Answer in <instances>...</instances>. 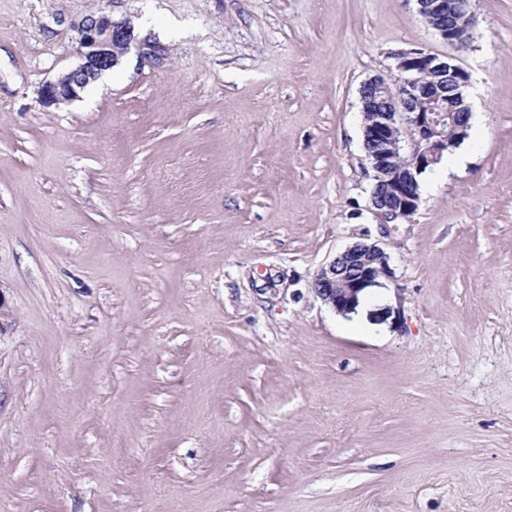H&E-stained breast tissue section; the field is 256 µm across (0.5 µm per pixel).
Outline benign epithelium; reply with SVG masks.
<instances>
[{
	"instance_id": "1",
	"label": "benign epithelium",
	"mask_w": 512,
	"mask_h": 512,
	"mask_svg": "<svg viewBox=\"0 0 512 512\" xmlns=\"http://www.w3.org/2000/svg\"><path fill=\"white\" fill-rule=\"evenodd\" d=\"M417 11L437 35L457 50L469 41L458 36L453 19L463 11L473 16L469 0H415ZM134 39L131 23L106 12L86 16L77 26L78 63L40 88L47 106L68 104L103 72L112 69ZM397 77L383 81L374 75L359 89L363 118V148L377 191L372 206L386 216L407 215L419 205L418 181L425 170L448 153L452 139L467 136L459 114L470 109L461 88L468 73L453 56L443 60L425 49L392 54ZM458 88L454 103L445 101L448 86ZM392 274L389 256L376 243L347 247L321 267L313 290L325 304L347 315L360 295L381 285Z\"/></svg>"
}]
</instances>
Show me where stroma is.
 Masks as SVG:
<instances>
[{
	"label": "stroma",
	"mask_w": 512,
	"mask_h": 512,
	"mask_svg": "<svg viewBox=\"0 0 512 512\" xmlns=\"http://www.w3.org/2000/svg\"><path fill=\"white\" fill-rule=\"evenodd\" d=\"M472 7L467 161L388 219L359 88L451 54L414 0H0V512H512V0ZM101 10L127 53L45 106ZM392 274L389 256L377 243L359 242L347 247L321 267L313 290L325 304L342 315L355 312L360 295L381 286Z\"/></svg>",
	"instance_id": "35a3bbf8"
}]
</instances>
